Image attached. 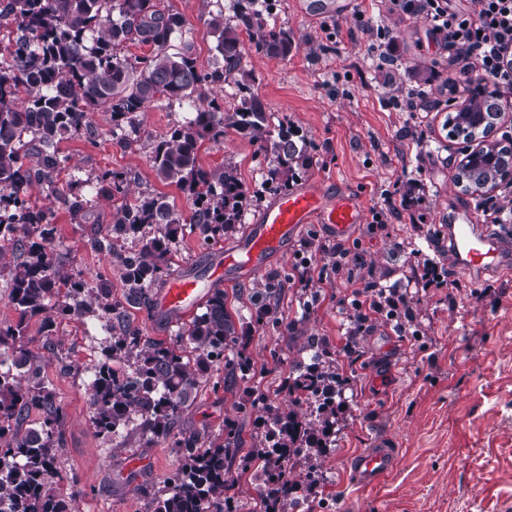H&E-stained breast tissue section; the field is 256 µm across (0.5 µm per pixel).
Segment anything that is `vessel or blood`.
<instances>
[{"instance_id": "1", "label": "vessel or blood", "mask_w": 512, "mask_h": 512, "mask_svg": "<svg viewBox=\"0 0 512 512\" xmlns=\"http://www.w3.org/2000/svg\"><path fill=\"white\" fill-rule=\"evenodd\" d=\"M351 0H298L299 13L322 17L343 15ZM314 222L325 224L337 236H349L362 222L359 199L339 189L336 182L319 181L281 194L262 209L244 240L225 249L213 260L205 276L183 272L173 277L157 295L158 307L177 319L196 308L210 288L224 284L231 274L260 270L271 256L285 253L298 232ZM448 240L459 267L478 277L504 266L496 238L477 233L469 220L448 227ZM395 453L389 448H373L351 462L359 485L369 487L392 470Z\"/></svg>"}]
</instances>
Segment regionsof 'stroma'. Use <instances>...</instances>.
<instances>
[{
	"label": "stroma",
	"mask_w": 512,
	"mask_h": 512,
	"mask_svg": "<svg viewBox=\"0 0 512 512\" xmlns=\"http://www.w3.org/2000/svg\"><path fill=\"white\" fill-rule=\"evenodd\" d=\"M164 2L185 18L198 68L212 70L216 40L209 22L219 9H230L232 0ZM353 2L346 15L309 21L298 14L295 0H276L268 20L293 34L291 54L274 59L247 47L223 96L225 107H233L236 81L254 80L266 111L289 119L312 143L308 181H339L359 198L363 222L342 239L326 225H305L295 242L310 243L317 254L309 286L300 284L290 252L270 257L262 271L224 284L228 308L246 327L241 348L257 372L252 379L228 383L223 367L214 368L176 428L214 436L228 422L240 431L245 448L255 447L263 419L252 404L255 392L288 411L294 400L286 387L290 364L308 338H323L349 379L348 406L338 414L334 440L318 459L324 480L303 499L302 512H512V272L474 279L457 268L448 243V226L458 214L472 213L477 223L487 224L483 202L512 193L507 185L489 194L467 193L453 183L464 144L449 137L448 116L467 104L478 73L460 76L462 60L444 48L426 15L393 12L389 0ZM364 20L388 29L396 58L390 69H381V47L362 34ZM430 69L438 78L423 83L419 74ZM422 89L428 111L397 108L407 91ZM186 115L175 102L150 104L139 117L137 142L124 150L105 140L111 116L98 112L95 134L64 140L59 149L70 158V176L89 181L106 169L131 172L135 191L165 195L186 216V191L161 182L151 161L153 138ZM199 161L209 170L227 163L237 168L248 191L259 195L244 218L253 224L272 200L260 191L268 160L257 145L230 130L223 141L202 142ZM396 184L421 197V205L386 227H372V209ZM112 211L111 202L100 197L83 224L57 210L55 249L65 271L88 279L105 275L119 298L124 288L112 257L88 245ZM487 226L512 252V219ZM242 238L238 232L205 246L195 235H185L172 251L170 270L206 272L218 249ZM336 244L356 257L339 271L319 257L322 246ZM417 246L423 258L448 271L452 300L415 289L419 340L402 338L379 322L365 332L360 359L351 361L341 341L349 330V309L341 304L350 294L349 276L395 283L411 275ZM270 272L285 279L272 303L282 321L276 332L262 330L251 318L252 292ZM124 311L141 336L175 339L178 323L143 306L128 305ZM102 336L96 318H57L54 350L44 356L42 372L65 412L60 488L72 497L75 512H149L177 457L169 444L147 440L132 427L113 437L96 434L89 420L87 368L98 357ZM370 448L395 449L397 459L379 482L361 487L349 464Z\"/></svg>",
	"instance_id": "stroma-1"
}]
</instances>
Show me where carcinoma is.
<instances>
[{"mask_svg":"<svg viewBox=\"0 0 512 512\" xmlns=\"http://www.w3.org/2000/svg\"><path fill=\"white\" fill-rule=\"evenodd\" d=\"M270 0H233V16L220 12L210 26L221 61L209 72L198 69L185 42L169 52L185 32L181 13L161 0H0V272H7L9 302L18 313L13 324L0 326V512H72L71 501L58 486V455L64 412L43 377L42 356L26 333V319L43 314L82 319L97 311L106 316L102 358L89 371L90 421L97 434L115 435L135 425L145 436L172 438L178 466L155 498L154 512H224L235 484L233 469L253 477L263 488L261 512H281L282 501L295 487L284 482L282 461L307 462L306 478L318 479L312 449L327 447L336 433V401L341 396L336 354L316 339L306 355L291 363L292 385L301 413L282 414L260 394V447L241 453L239 432L231 424L209 439L198 432L172 434L182 409L194 398L201 379L213 367L240 379L256 375L243 352L231 358L243 329L227 309L224 290L214 288L202 313L184 324L172 344L145 339L123 321V304L150 305L152 287L169 272L172 244L185 233L204 243L237 230L247 205V191L232 165L220 173L203 168L197 151L205 140L219 141L232 129L258 145L269 158L268 189L288 191L306 177L311 144L288 120L271 123L252 85L237 84L239 103L224 108V99L195 104L205 86L218 89L240 64L242 35L268 57L286 59L294 38L269 24ZM151 47L128 57L129 45ZM165 99L188 101L193 112L160 136L152 148L153 169L162 182L187 188L192 201L189 223L175 213L166 197L140 194L128 199L131 177L104 170L96 176V194L113 202L105 233L90 238V248L120 260L124 301L112 298L108 279L99 274L92 286L57 265L52 207L32 198L34 188L47 193L76 221L89 207L87 195L74 181L60 182L68 157L58 144L93 129V116L109 112L112 127L105 136L127 148L138 117L149 104ZM473 104L448 118L451 132L468 137ZM137 249L119 252L127 243ZM281 288L279 275L265 277L253 293L255 321L277 331L270 301ZM36 410L40 421L25 426Z\"/></svg>","mask_w":512,"mask_h":512,"instance_id":"obj_1","label":"carcinoma"}]
</instances>
